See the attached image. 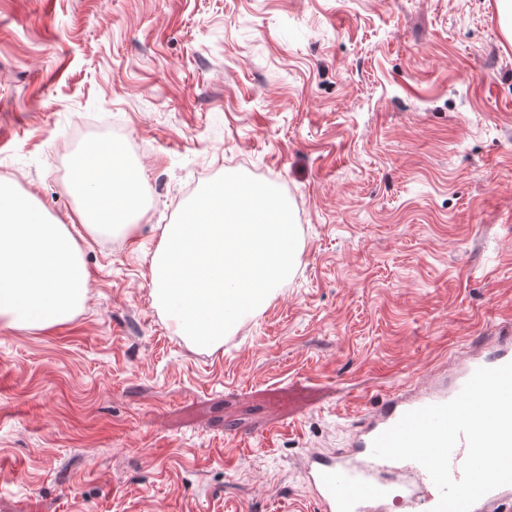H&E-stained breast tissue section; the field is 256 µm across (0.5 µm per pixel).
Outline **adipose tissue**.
I'll return each instance as SVG.
<instances>
[{
  "label": "adipose tissue",
  "mask_w": 512,
  "mask_h": 512,
  "mask_svg": "<svg viewBox=\"0 0 512 512\" xmlns=\"http://www.w3.org/2000/svg\"><path fill=\"white\" fill-rule=\"evenodd\" d=\"M111 156L102 145L83 152L71 192L84 195L91 182L97 194L76 208L74 221L93 233L131 238L138 232L136 187L142 175L135 171L115 181ZM89 281L81 246L70 228L47 215L30 194L1 180L0 324L31 330L64 324L83 307Z\"/></svg>",
  "instance_id": "ef3b65f1"
}]
</instances>
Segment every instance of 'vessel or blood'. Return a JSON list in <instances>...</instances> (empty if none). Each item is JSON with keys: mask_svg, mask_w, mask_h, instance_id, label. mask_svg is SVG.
<instances>
[{"mask_svg": "<svg viewBox=\"0 0 512 512\" xmlns=\"http://www.w3.org/2000/svg\"><path fill=\"white\" fill-rule=\"evenodd\" d=\"M495 333L499 349L491 355L477 349L464 355L452 382L398 389L358 421L346 447L305 456L300 475L319 512H431L439 491L424 467L375 458L372 441L404 413L455 398L476 369L512 362V326H498ZM472 512H512V485L484 495Z\"/></svg>", "mask_w": 512, "mask_h": 512, "instance_id": "b4317fda", "label": "vessel or blood"}]
</instances>
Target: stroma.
Returning a JSON list of instances; mask_svg holds the SVG:
<instances>
[{"label": "stroma", "mask_w": 512, "mask_h": 512, "mask_svg": "<svg viewBox=\"0 0 512 512\" xmlns=\"http://www.w3.org/2000/svg\"><path fill=\"white\" fill-rule=\"evenodd\" d=\"M143 146L141 230L83 233L84 309L0 327V512H317L308 450L512 320L497 0H0V178L69 223L59 148ZM279 187L296 273L218 348L151 258L200 170Z\"/></svg>", "instance_id": "1"}]
</instances>
